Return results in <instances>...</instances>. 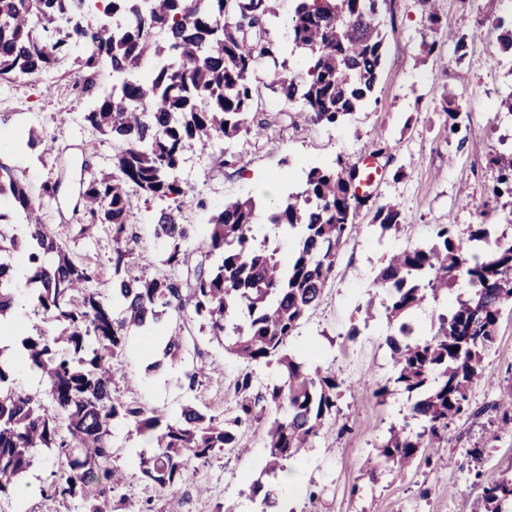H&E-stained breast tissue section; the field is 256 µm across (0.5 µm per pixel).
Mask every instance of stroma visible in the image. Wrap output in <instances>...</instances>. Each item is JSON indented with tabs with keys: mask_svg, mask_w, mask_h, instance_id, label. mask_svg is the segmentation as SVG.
<instances>
[{
	"mask_svg": "<svg viewBox=\"0 0 512 512\" xmlns=\"http://www.w3.org/2000/svg\"><path fill=\"white\" fill-rule=\"evenodd\" d=\"M440 18L429 30L419 0H388L380 18L384 58L376 99L339 125L325 127L293 121L295 104L267 93L256 97V118L267 129L240 138L235 149L242 167L225 168L218 149L188 150L179 177L183 187L217 209L238 199H254L258 211L271 201L257 196L255 179L271 178L281 194L298 188L306 172L336 159L357 164L382 140L377 162L382 177L356 219L336 269L318 305L288 341L291 353L309 366L335 371L355 389L341 388L338 412L328 422L330 434L315 439L287 465L300 487L289 490L283 474L264 471L267 449L260 435L242 438L246 453L217 451L208 463L192 462L189 476L175 491L159 492L136 477L140 453L155 446L151 436L131 432L125 421L111 424L112 463L130 475L126 484L109 495V512H260L253 497L254 482L273 486L284 512H474L485 484L512 472V431L495 441L487 433L500 423L493 404L512 398V303L503 306L496 344L487 356L485 380L471 393L475 417L452 424L446 438L424 449V457L405 474L376 467V447L390 429L410 425L414 394L391 387L385 400L373 391L393 375L390 352L384 343L390 328L382 312L366 316L365 305L373 282L390 253L430 241L437 225L457 233L487 221L492 238H512V198L494 197L496 172L489 163L498 153L512 152V115L501 108L512 96V54L500 45L496 19H512V0H430ZM437 41L429 57L420 51L422 40ZM95 93L108 89V71L87 78L75 60L38 76L10 75L0 79V174L10 173L32 195L43 183L57 184L56 198L43 208L44 220L70 252L92 265L110 268L112 236L100 230L83 234V211L78 204L83 180L106 169L116 147L81 122L90 99L81 94L86 81ZM459 106L466 118L458 130L441 110L442 100ZM37 130L34 149L19 147L14 136ZM398 205L403 218L399 233L379 237L373 227L378 206ZM487 218H480V211ZM143 199L133 201L127 226L138 241L131 258L133 274L163 272V248L146 219ZM472 292L461 280L439 300L416 308L409 320L416 331L437 325L441 314ZM165 322L150 336L133 334L124 352V379L113 387V397L179 415L190 404L209 414L230 415L236 395L234 378L240 364L198 324H191L196 349L175 364L150 371L162 360L164 336L174 329ZM358 328L356 341L347 333ZM204 366L194 388L181 381L184 372ZM39 466L22 474L10 497L0 500V512H84L81 498H48L42 493L50 474L60 466L52 450L43 448Z\"/></svg>",
	"mask_w": 512,
	"mask_h": 512,
	"instance_id": "1",
	"label": "stroma"
}]
</instances>
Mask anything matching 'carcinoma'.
<instances>
[{"label":"carcinoma","instance_id":"1","mask_svg":"<svg viewBox=\"0 0 512 512\" xmlns=\"http://www.w3.org/2000/svg\"><path fill=\"white\" fill-rule=\"evenodd\" d=\"M276 0H102L112 23L89 18L87 0H0V78L52 70L82 48L80 66L94 74L112 71L111 93L99 97L83 122L119 144L112 166L87 179L81 189L91 236L111 228L112 278L107 287L121 312L93 288L104 271L74 259L43 224L44 200L56 187L45 183L39 197L10 177L0 179L4 198L24 218L22 235L8 234L0 211V316L13 313L18 286L13 264L22 263L39 285L35 307L62 325L50 339L25 336L17 361L46 378L56 413L31 395L10 387L11 366L0 361V497L15 478L37 462L36 450L53 448L66 461L44 492L49 498L79 496L87 512H108L106 491L125 482L112 467L110 422L121 419L154 437L156 447L139 455L140 478L172 491L188 476L189 460L207 462L215 450H242L241 431L264 432L265 470L282 471L320 436L336 412L344 381L331 370L309 368L287 348L335 276L342 248L367 200L354 189L359 170L342 159L311 169L297 190L273 204L265 219L284 233L299 232L288 263L277 250L255 245L256 203L236 200L210 211V233L201 259L188 267L193 225L184 222L188 190L172 174L185 151L222 145L220 165L242 158L233 143L254 127L259 87L300 104L297 117L335 126L366 107L382 68L384 36L378 18L387 0H296L288 43L271 35ZM302 51L312 65L303 81L288 74L287 47ZM262 70L266 81L257 80ZM497 171L494 196L512 197V154L490 159ZM159 202L152 217L163 243L162 264L172 275L136 276L128 258L135 239L127 224L132 197ZM379 238L400 231L397 205L377 208ZM490 238V225L474 224L461 236L439 225L431 244L409 246L386 259L374 287L383 291L384 315L393 332L385 337L394 364L392 382L416 393L412 416L423 431H390L378 456L391 469L409 467L421 449L441 439L450 423L471 417V392L484 375L502 305L512 302V239L495 240L488 251L476 243ZM186 270V277L174 275ZM472 297L439 316L436 330L417 334L404 321L412 309L438 299L459 276ZM197 322L243 368L234 381L235 415L223 418L193 406L163 420L153 408L112 397V385L131 332L144 333L169 320ZM188 351L182 326L166 336L164 357L177 361ZM277 365L279 380L258 387L252 366ZM68 434L60 432L59 419ZM262 495V512H278L273 488ZM485 512L512 508V476L483 487Z\"/></svg>","mask_w":512,"mask_h":512}]
</instances>
